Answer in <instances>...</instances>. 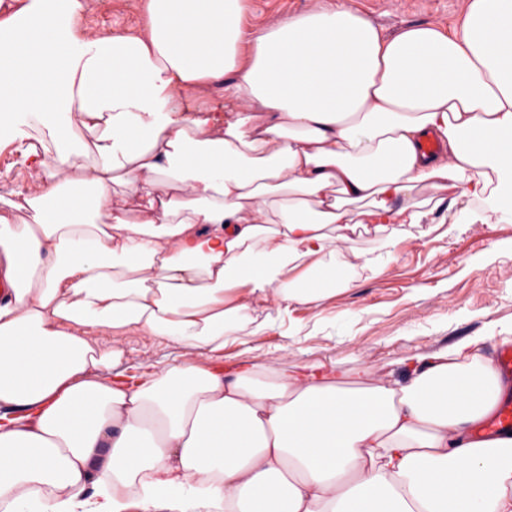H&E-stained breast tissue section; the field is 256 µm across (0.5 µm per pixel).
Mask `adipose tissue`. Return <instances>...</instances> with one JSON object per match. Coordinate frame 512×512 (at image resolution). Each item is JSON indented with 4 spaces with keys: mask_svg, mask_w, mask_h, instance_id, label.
I'll use <instances>...</instances> for the list:
<instances>
[{
    "mask_svg": "<svg viewBox=\"0 0 512 512\" xmlns=\"http://www.w3.org/2000/svg\"><path fill=\"white\" fill-rule=\"evenodd\" d=\"M89 5L0 0V141L35 169L0 196V512H512V435H472L506 386L467 341L399 379L178 361L129 382L85 335L219 351L268 300L336 289L348 234L447 199L512 214V0L389 37L351 0L261 27L246 0H146L101 36Z\"/></svg>",
    "mask_w": 512,
    "mask_h": 512,
    "instance_id": "1",
    "label": "adipose tissue"
}]
</instances>
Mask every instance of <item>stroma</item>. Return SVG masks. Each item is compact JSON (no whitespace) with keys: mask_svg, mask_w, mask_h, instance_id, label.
Segmentation results:
<instances>
[{"mask_svg":"<svg viewBox=\"0 0 512 512\" xmlns=\"http://www.w3.org/2000/svg\"><path fill=\"white\" fill-rule=\"evenodd\" d=\"M384 35L409 25L442 29L458 23L464 0H353ZM145 0H92L84 32L105 34L137 29ZM19 144L0 145V195L31 188L35 172ZM386 245L384 235L364 232L342 243L336 278L347 288L322 302L295 305L267 329L201 363L223 366L247 358L264 366L340 365L342 370L399 372L403 359L429 353L462 338L473 352L495 357L502 327L512 325V217L470 214L460 204H441L426 224H398ZM367 251L382 261L375 274L350 268L345 258ZM89 340L122 354L125 376L161 372L186 351L140 331L91 332Z\"/></svg>","mask_w":512,"mask_h":512,"instance_id":"stroma-1","label":"stroma"}]
</instances>
